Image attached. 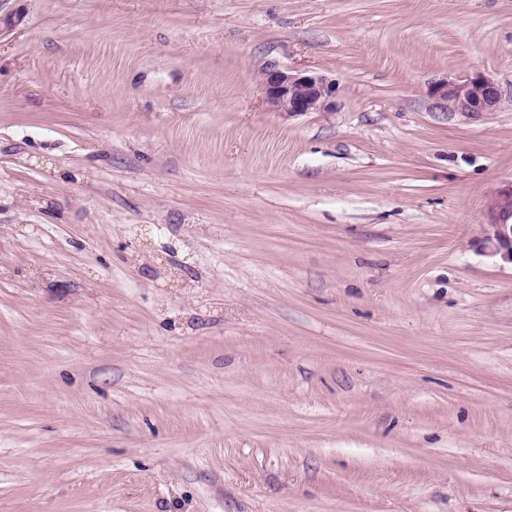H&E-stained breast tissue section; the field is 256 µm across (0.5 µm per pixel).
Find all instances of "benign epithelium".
Here are the masks:
<instances>
[{"label": "benign epithelium", "mask_w": 512, "mask_h": 512, "mask_svg": "<svg viewBox=\"0 0 512 512\" xmlns=\"http://www.w3.org/2000/svg\"><path fill=\"white\" fill-rule=\"evenodd\" d=\"M261 85L275 112L296 116L336 111V82L324 74L293 73L271 65L264 70ZM432 95L443 111L466 117L492 112L504 99L500 87L482 73L441 79L433 85ZM482 244L490 255L512 262V183L497 191L489 207Z\"/></svg>", "instance_id": "obj_1"}]
</instances>
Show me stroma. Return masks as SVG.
I'll return each mask as SVG.
<instances>
[{"label":"stroma","instance_id":"obj_1","mask_svg":"<svg viewBox=\"0 0 512 512\" xmlns=\"http://www.w3.org/2000/svg\"><path fill=\"white\" fill-rule=\"evenodd\" d=\"M0 12V512H512V0ZM267 103L288 116L307 112L336 111V82L315 72H290L277 65L267 67L261 77ZM431 93L444 112L466 117L493 112L504 99L500 87L482 73L448 76L435 82ZM484 226L483 248L512 263V182L497 191Z\"/></svg>","mask_w":512,"mask_h":512}]
</instances>
